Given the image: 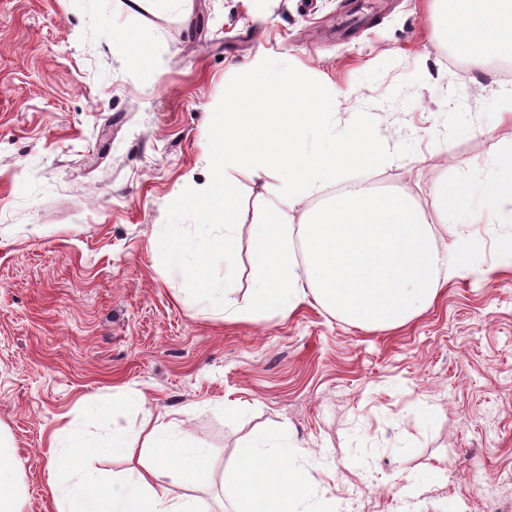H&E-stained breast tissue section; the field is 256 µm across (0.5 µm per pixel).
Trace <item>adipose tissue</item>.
Masks as SVG:
<instances>
[{
	"label": "adipose tissue",
	"instance_id": "obj_1",
	"mask_svg": "<svg viewBox=\"0 0 512 512\" xmlns=\"http://www.w3.org/2000/svg\"><path fill=\"white\" fill-rule=\"evenodd\" d=\"M449 46L474 67L512 61V0H434ZM115 49L146 71H155L156 37L116 29ZM336 97L303 75L264 61L247 66L224 94L213 118L214 165L208 181L178 198L208 233L184 237L171 229L156 241L168 269L191 293L209 302L227 321L253 320L268 312L287 314L314 298L327 310L363 327L402 325L431 305L455 275L470 271L471 224H512V112L498 113L508 127L494 156L480 173L440 183L433 207L441 222L460 225L450 249L437 243L436 227L411 195L359 186L348 189L295 225L297 207L317 189L334 183L355 165L380 163L384 149L367 128L330 134ZM313 131L320 145L303 150ZM249 170L273 180L274 197L254 224L252 285L244 300L228 280L236 260L239 226L235 172ZM224 256V279L210 270L214 254ZM123 433L92 441L77 432L53 442L48 483L54 512H205L190 493L172 495L168 481L193 483L211 464L210 449L195 446L171 423L154 421L143 448L146 462L119 477L91 463L96 456H123ZM299 449L277 434L263 433L238 448L231 480L242 512H307L314 490L297 462ZM19 466L11 447L0 442V512H22Z\"/></svg>",
	"mask_w": 512,
	"mask_h": 512
}]
</instances>
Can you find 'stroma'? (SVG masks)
I'll list each match as a JSON object with an SVG mask.
<instances>
[{
  "label": "stroma",
  "instance_id": "1",
  "mask_svg": "<svg viewBox=\"0 0 512 512\" xmlns=\"http://www.w3.org/2000/svg\"><path fill=\"white\" fill-rule=\"evenodd\" d=\"M350 0H0V433L22 465L23 512H49L56 434L124 431L145 417L211 449L195 491L235 512L222 473L260 433L285 431L317 495L311 512H512V267L507 226L474 224L475 274L393 328L307 300L227 321L154 253L167 225L197 232L178 196L207 182L211 118L243 65L263 60L335 91L332 131L371 127L391 163L354 166L296 220L365 182L431 204L478 171L512 63L475 68L444 41L433 0H388L337 38ZM152 29V75L112 28ZM237 299L251 286L249 226L272 194L237 172Z\"/></svg>",
  "mask_w": 512,
  "mask_h": 512
}]
</instances>
